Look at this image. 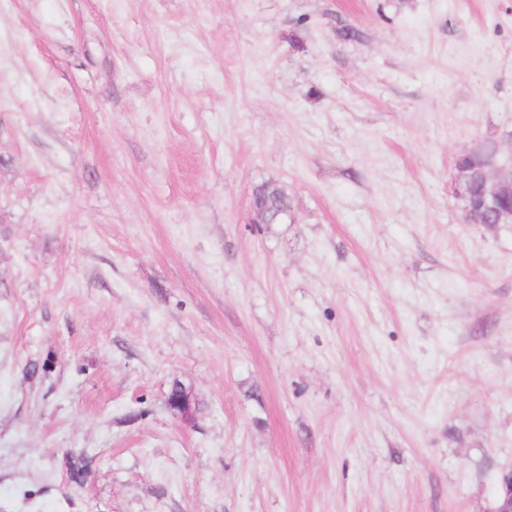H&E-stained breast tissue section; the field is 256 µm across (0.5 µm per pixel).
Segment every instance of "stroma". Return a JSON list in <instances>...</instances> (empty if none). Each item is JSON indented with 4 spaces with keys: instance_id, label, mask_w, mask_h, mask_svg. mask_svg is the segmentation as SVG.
Here are the masks:
<instances>
[{
    "instance_id": "stroma-1",
    "label": "stroma",
    "mask_w": 512,
    "mask_h": 512,
    "mask_svg": "<svg viewBox=\"0 0 512 512\" xmlns=\"http://www.w3.org/2000/svg\"><path fill=\"white\" fill-rule=\"evenodd\" d=\"M483 142L512 163V0H0V512H487Z\"/></svg>"
}]
</instances>
